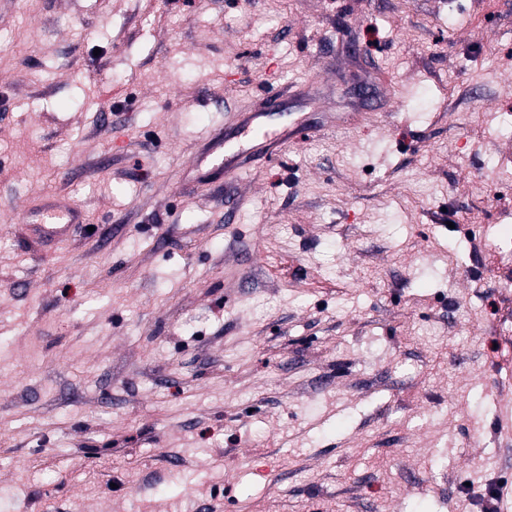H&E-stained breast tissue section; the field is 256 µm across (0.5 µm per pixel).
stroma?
Returning a JSON list of instances; mask_svg holds the SVG:
<instances>
[{
	"mask_svg": "<svg viewBox=\"0 0 512 512\" xmlns=\"http://www.w3.org/2000/svg\"><path fill=\"white\" fill-rule=\"evenodd\" d=\"M509 154L512 0H0V512H484ZM268 112H240L236 114L238 136L229 138L219 132L213 136L212 145L205 159L211 168L223 171L226 177L239 176L250 169L258 154L278 162L288 145L305 135L302 127L284 133L270 124ZM35 217L30 226L32 243L43 250L61 240L73 224L82 223L80 213L74 208L59 202H50Z\"/></svg>",
	"mask_w": 512,
	"mask_h": 512,
	"instance_id": "1",
	"label": "stroma"
}]
</instances>
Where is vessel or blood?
Returning a JSON list of instances; mask_svg holds the SVG:
<instances>
[{"mask_svg": "<svg viewBox=\"0 0 512 512\" xmlns=\"http://www.w3.org/2000/svg\"><path fill=\"white\" fill-rule=\"evenodd\" d=\"M236 126V137L215 134L206 156L211 168L223 171L228 177L249 171L253 158L258 155L270 162H278L288 145L304 134L300 127L288 132L280 131L267 121L262 112L237 113ZM81 221L80 213L74 208L58 202L48 203L30 226L31 240L38 249H45L61 240L71 226Z\"/></svg>", "mask_w": 512, "mask_h": 512, "instance_id": "vessel-or-blood-1", "label": "vessel or blood"}]
</instances>
